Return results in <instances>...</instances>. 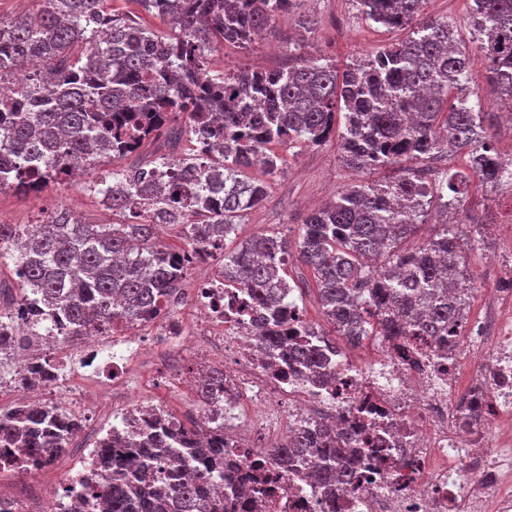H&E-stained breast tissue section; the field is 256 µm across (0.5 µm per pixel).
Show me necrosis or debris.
<instances>
[{"label":"necrosis or debris","mask_w":512,"mask_h":512,"mask_svg":"<svg viewBox=\"0 0 512 512\" xmlns=\"http://www.w3.org/2000/svg\"><path fill=\"white\" fill-rule=\"evenodd\" d=\"M506 296L512 277L494 288L484 317L439 336L376 337L367 365L324 351L331 380L322 383L256 351L255 307L223 269L194 283L189 299L199 331L224 347V395L197 410L205 421L224 417V482L209 495L230 499L234 512H512V311L498 307ZM182 309L170 306L119 338L84 337L73 355L81 370L40 383L43 404L82 387L87 367L104 363L121 374L145 347L180 352ZM65 339L36 307L18 306L0 335V362L19 371L38 366V347ZM253 382L264 402L260 416L244 406ZM302 430L316 443L328 433L349 439L352 486L329 490L311 480L310 471L325 464L316 453L271 460L273 438Z\"/></svg>","instance_id":"4bbe7bcc"}]
</instances>
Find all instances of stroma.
I'll list each match as a JSON object with an SVG mask.
<instances>
[{
  "label": "stroma",
  "mask_w": 512,
  "mask_h": 512,
  "mask_svg": "<svg viewBox=\"0 0 512 512\" xmlns=\"http://www.w3.org/2000/svg\"><path fill=\"white\" fill-rule=\"evenodd\" d=\"M302 11L313 15L317 30L304 44L296 42L294 16H280L272 29L256 37L246 48L225 46L226 71H273L295 64L298 56L314 52L336 60L339 67L363 62L376 52L406 39L412 26L388 30L366 22L358 13L353 0H303ZM424 17L444 18L453 26L460 42L472 59L469 89L481 103V109L494 113L490 131L503 158L512 159V131L506 130L500 117L501 104L488 82V71L477 49L471 26L469 0H425ZM285 164L276 176L269 178L267 197L263 205L248 212L235 232L224 241L225 252L237 250L253 236L272 231L286 239L288 250L285 277L297 289L294 299L306 320L317 328H326L327 322L319 303L318 291L310 269L300 260L295 244L304 218L311 210L322 205L338 190L361 180L369 182L382 177H396V170L361 173L348 167L339 150L337 137H330L318 147H297L285 152ZM111 159H102L92 173L77 183H51L37 193H18L0 190V220L18 229L41 223L58 207L73 208L89 224H112L122 221V214L113 212L102 202L96 190L97 181L112 171ZM490 215L497 228L496 234L486 236L484 244L469 251L466 264L477 293L470 304V317L484 312L482 289L493 287L496 272L485 262L487 253L498 251L512 234V190L506 187H480L470 192L463 207L449 212L448 220L456 224L461 238L475 234L471 217ZM188 343L176 358L167 353L144 351L125 372L124 378H113L111 369L101 370L91 389L97 398H108L110 405L121 404L129 395L127 381H151L147 396L160 402L167 410L178 415L185 425H192L197 416L192 411L198 402L197 392L186 390L181 377L188 374L205 346L198 334L197 318L193 312L184 315ZM81 443H73L43 469L36 482L19 479L10 469L0 471V495L22 501L29 512H42L62 492L61 476L74 473L83 466Z\"/></svg>",
  "instance_id": "1"
}]
</instances>
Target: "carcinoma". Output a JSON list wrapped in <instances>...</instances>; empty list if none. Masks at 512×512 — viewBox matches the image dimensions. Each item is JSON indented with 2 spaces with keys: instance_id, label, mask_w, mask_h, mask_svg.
<instances>
[{
  "instance_id": "obj_1",
  "label": "carcinoma",
  "mask_w": 512,
  "mask_h": 512,
  "mask_svg": "<svg viewBox=\"0 0 512 512\" xmlns=\"http://www.w3.org/2000/svg\"><path fill=\"white\" fill-rule=\"evenodd\" d=\"M111 0H39L38 12L0 17V78L20 77V99L0 96V191H37L32 164L62 174L83 171L102 157L122 158L156 137L170 113L187 133L212 138L208 152L168 159V183H150L140 172L130 191L112 188L120 224H88L67 209L26 234L0 224V260L16 266L25 288L39 295L45 314L74 337L111 333L164 308L185 282L188 266L171 260L174 250L158 241L160 225L195 215V245L211 254L249 211L260 207L266 182L247 170L264 157L269 176L279 172L284 147L320 146L344 113L340 151L363 172L398 167L389 182H359L343 188L302 224L298 252L310 268L330 330H319L326 347L335 337L437 336L461 321L469 301L465 249L454 224L414 251L398 249L427 208L460 205L470 187L512 184L481 113L470 104L466 84L470 54L446 19L416 24L412 35L369 60L339 69L326 57L301 56L292 66L258 73H227L211 64L226 43L242 48L281 14L296 15L300 36L316 20L298 12V0H125L170 26L168 34L147 27L136 10L117 11ZM478 50L488 63L497 98L512 103V0H472ZM424 0H356L361 16L387 29L403 27L422 11ZM462 154L465 168L443 165L427 183L415 164L424 158ZM224 187V203L211 207L202 192ZM155 200L144 224L133 195ZM288 243L260 234L224 255V276L247 288L259 314L257 348L314 368L319 349L284 345L279 306L293 287L283 276ZM224 387V373H207L201 398ZM50 407L22 406L0 418V445H18L23 457L49 462L66 450L55 432ZM167 416L156 415L155 432L134 441L137 431L112 432L100 449L111 478L95 488L105 512H224V498H210L209 485L224 480V447L210 442L207 427L170 434ZM323 457L332 462L314 477L348 472L343 446L328 439ZM304 432L286 448H271L278 460L308 451ZM173 455L194 462V479L158 485L152 461Z\"/></svg>"
}]
</instances>
